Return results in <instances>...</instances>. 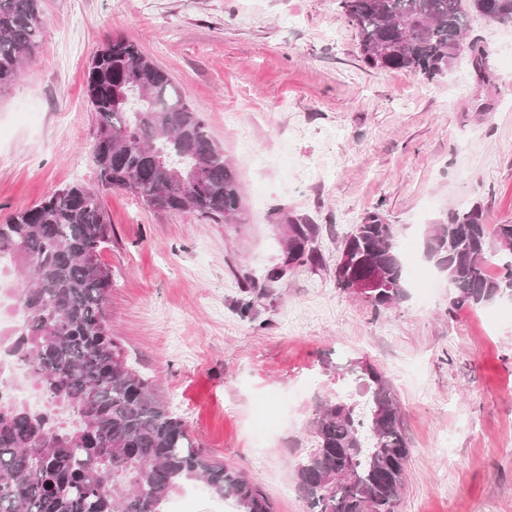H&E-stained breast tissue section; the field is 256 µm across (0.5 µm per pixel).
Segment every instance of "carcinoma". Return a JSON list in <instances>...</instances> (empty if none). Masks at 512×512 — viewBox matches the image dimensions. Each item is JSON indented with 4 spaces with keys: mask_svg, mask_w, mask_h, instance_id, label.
<instances>
[{
    "mask_svg": "<svg viewBox=\"0 0 512 512\" xmlns=\"http://www.w3.org/2000/svg\"><path fill=\"white\" fill-rule=\"evenodd\" d=\"M339 8L367 65L428 80L455 65L472 18L512 25V0H339ZM45 25L42 0H0L1 91L18 79ZM86 90L101 185L154 211L239 218L242 190L224 148L138 44L116 37L95 53ZM175 171L193 178L190 194L173 185ZM111 233L98 193L81 184L0 224V269L32 279L14 286L22 320L0 333V348L46 401L39 411L0 401V512H163L172 493L195 481L236 512H274L257 482L190 436L112 335V273L99 260ZM398 236L379 214L365 217L342 241L358 265L336 268L337 285L349 290L375 267L373 306L405 299ZM424 253L447 278L451 309L512 301V224L490 226L479 207H459L430 225ZM490 263L498 276L485 273ZM355 383L358 399L319 402L313 448L293 464L307 512H396L410 458L401 409L373 368H362Z\"/></svg>",
    "mask_w": 512,
    "mask_h": 512,
    "instance_id": "cac0c4a2",
    "label": "carcinoma"
}]
</instances>
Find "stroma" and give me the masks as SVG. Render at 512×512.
Segmentation results:
<instances>
[{
  "instance_id": "stroma-1",
  "label": "stroma",
  "mask_w": 512,
  "mask_h": 512,
  "mask_svg": "<svg viewBox=\"0 0 512 512\" xmlns=\"http://www.w3.org/2000/svg\"><path fill=\"white\" fill-rule=\"evenodd\" d=\"M37 55L0 92V224L75 182L97 189L112 332L216 459L306 512L292 461L351 362L390 383L412 455L398 512H512V304L448 310L417 287L388 309L339 288L341 242L372 213L426 268L429 225L481 206L512 224V25L477 17L470 55L428 81L369 68L337 0H43ZM139 44L186 92L236 170L233 224L100 187L92 54ZM314 233L289 265L288 227ZM165 512H235L199 483Z\"/></svg>"
}]
</instances>
